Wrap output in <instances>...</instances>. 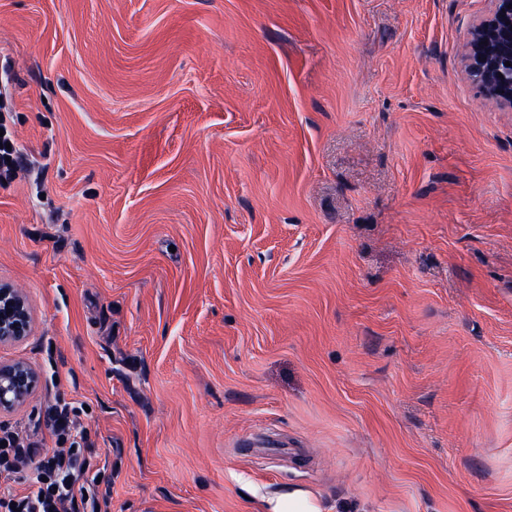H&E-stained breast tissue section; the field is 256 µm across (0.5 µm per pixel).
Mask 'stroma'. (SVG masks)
<instances>
[{
    "label": "stroma",
    "mask_w": 512,
    "mask_h": 512,
    "mask_svg": "<svg viewBox=\"0 0 512 512\" xmlns=\"http://www.w3.org/2000/svg\"><path fill=\"white\" fill-rule=\"evenodd\" d=\"M494 0H0V283L110 512H512ZM494 2L492 15L476 23L468 34L465 67L486 97L512 110V0ZM506 62L511 63V79L503 72ZM1 109L0 104V112ZM6 114L3 111L0 113V129H3V137H0V182L12 180L25 161L23 150L8 131ZM6 143H10L11 150L6 149ZM6 158H10V161H6ZM267 512H325L321 505L301 490H288L267 501Z\"/></svg>",
    "instance_id": "stroma-1"
}]
</instances>
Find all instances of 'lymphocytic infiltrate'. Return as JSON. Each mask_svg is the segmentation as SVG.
<instances>
[{
    "label": "lymphocytic infiltrate",
    "instance_id": "f902f5d3",
    "mask_svg": "<svg viewBox=\"0 0 512 512\" xmlns=\"http://www.w3.org/2000/svg\"><path fill=\"white\" fill-rule=\"evenodd\" d=\"M45 427L56 444L49 456L19 433H0V512H108L78 407L57 402Z\"/></svg>",
    "mask_w": 512,
    "mask_h": 512
}]
</instances>
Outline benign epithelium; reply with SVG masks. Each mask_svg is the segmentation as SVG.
<instances>
[{"label": "benign epithelium", "instance_id": "7a95c632", "mask_svg": "<svg viewBox=\"0 0 512 512\" xmlns=\"http://www.w3.org/2000/svg\"><path fill=\"white\" fill-rule=\"evenodd\" d=\"M492 15L476 23L466 43L465 67L488 98L512 109V78L499 77L512 63V0H494ZM32 316L25 296L0 284V347L29 338ZM39 384L35 369L24 361L0 362V413L26 405Z\"/></svg>", "mask_w": 512, "mask_h": 512}]
</instances>
